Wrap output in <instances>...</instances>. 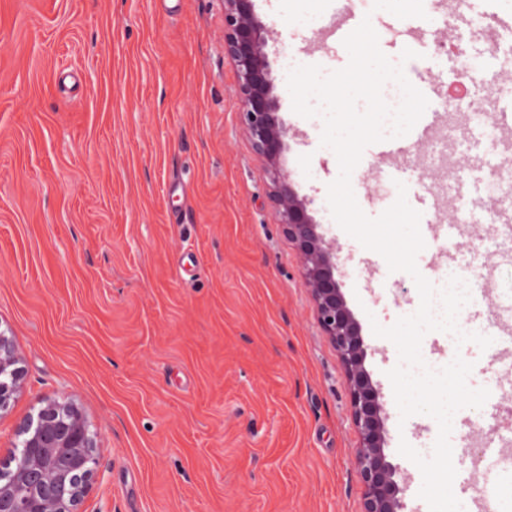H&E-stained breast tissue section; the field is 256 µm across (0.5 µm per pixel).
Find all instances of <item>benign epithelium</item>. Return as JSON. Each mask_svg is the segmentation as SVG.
Here are the masks:
<instances>
[{
	"label": "benign epithelium",
	"mask_w": 512,
	"mask_h": 512,
	"mask_svg": "<svg viewBox=\"0 0 512 512\" xmlns=\"http://www.w3.org/2000/svg\"><path fill=\"white\" fill-rule=\"evenodd\" d=\"M224 6V50L237 74L240 119L254 150L268 166L269 199L303 263L318 323L343 364L359 446L355 465L363 488L361 512H404L396 481L398 467L388 460L384 405L365 367L361 326L336 279V253L319 233L288 174L278 165L288 128L279 117L267 47L274 32L258 19L255 0H220ZM24 370L12 340L0 333V411L22 388ZM26 453L14 475L0 482V512H81L95 475L96 443L74 404L51 400L37 419L24 422Z\"/></svg>",
	"instance_id": "benign-epithelium-1"
}]
</instances>
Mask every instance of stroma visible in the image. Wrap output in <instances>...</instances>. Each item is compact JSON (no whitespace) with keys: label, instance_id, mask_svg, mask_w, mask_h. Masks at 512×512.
<instances>
[{"label":"stroma","instance_id":"1","mask_svg":"<svg viewBox=\"0 0 512 512\" xmlns=\"http://www.w3.org/2000/svg\"><path fill=\"white\" fill-rule=\"evenodd\" d=\"M448 0L422 10L395 0H256L269 47L280 158L325 241L361 326L379 385L390 461L406 512H429L422 474L398 452L431 456L438 424L401 419L389 370L395 345L376 336L414 314L412 277L389 271L334 221L339 175L321 118L292 110L286 59L344 68L329 37L345 15L370 17L381 51L412 84L449 87V64L486 44L512 75V27L493 39L448 34ZM416 56L402 61L403 49ZM236 70L224 51L220 0H0V332L24 369L0 412V463L19 427L50 399L69 400L97 437V469L81 512H360L358 434L342 363L320 329L302 266L269 201V175L244 135ZM465 112H441L427 156L431 184L457 179L462 157L493 162L505 138L479 137ZM360 208L396 200L371 152L351 176ZM457 261L418 254L437 276L481 268L482 323L512 321V222L464 224ZM470 388L496 378L500 422L458 410L450 442L459 478L488 506L512 480V360L467 342Z\"/></svg>","mask_w":512,"mask_h":512}]
</instances>
